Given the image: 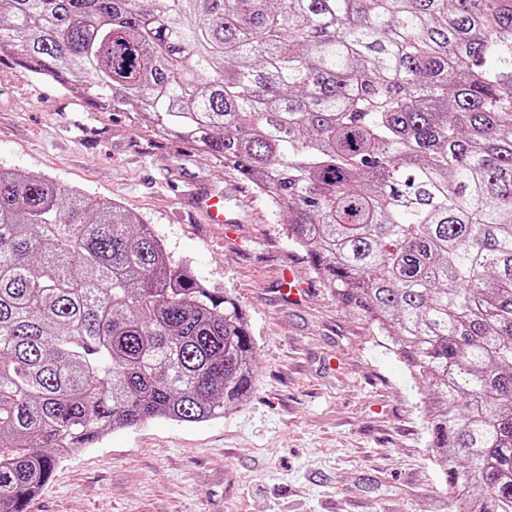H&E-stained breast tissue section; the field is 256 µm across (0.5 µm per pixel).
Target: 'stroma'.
<instances>
[{
    "instance_id": "obj_1",
    "label": "stroma",
    "mask_w": 512,
    "mask_h": 512,
    "mask_svg": "<svg viewBox=\"0 0 512 512\" xmlns=\"http://www.w3.org/2000/svg\"><path fill=\"white\" fill-rule=\"evenodd\" d=\"M0 167L41 173L151 224L173 261L237 299L256 341L246 404L165 419L71 452L29 512H462L394 346L316 278L267 199L134 112H100L0 62ZM224 199L232 229L207 223ZM307 285L290 301L279 277Z\"/></svg>"
}]
</instances>
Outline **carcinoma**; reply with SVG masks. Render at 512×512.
<instances>
[{
    "label": "carcinoma",
    "instance_id": "1",
    "mask_svg": "<svg viewBox=\"0 0 512 512\" xmlns=\"http://www.w3.org/2000/svg\"><path fill=\"white\" fill-rule=\"evenodd\" d=\"M267 197L423 388L467 512H512V0H0V60ZM245 310L151 225L0 169V512L69 451L255 389Z\"/></svg>",
    "mask_w": 512,
    "mask_h": 512
}]
</instances>
